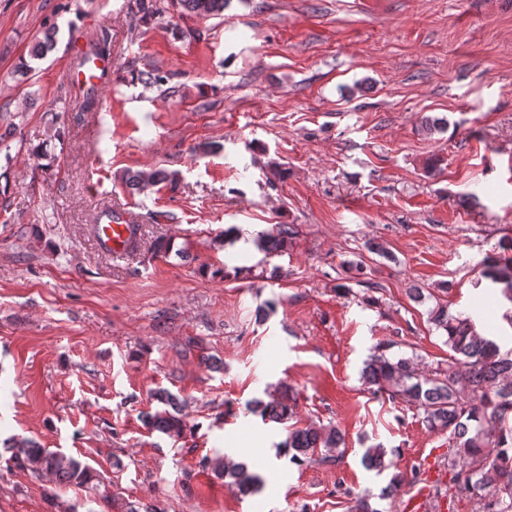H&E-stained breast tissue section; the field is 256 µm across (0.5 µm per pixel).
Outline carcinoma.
Returning a JSON list of instances; mask_svg holds the SVG:
<instances>
[{
    "label": "carcinoma",
    "instance_id": "carcinoma-1",
    "mask_svg": "<svg viewBox=\"0 0 512 512\" xmlns=\"http://www.w3.org/2000/svg\"><path fill=\"white\" fill-rule=\"evenodd\" d=\"M226 3L227 0H127L126 8L138 23L150 25L172 7L207 17L223 13ZM54 40V30L44 31L42 38L34 42L30 57L44 56ZM110 50L111 36L104 29L91 53L96 58H106ZM290 235L288 225L276 224L259 235L258 246L267 253L282 252L288 247ZM498 248V253L484 261V277L504 285L502 294L512 303V238H502ZM430 321L445 333L444 343L451 352L448 369L422 371L412 358L389 354L395 347V342L389 340L372 348L363 363L362 378L374 392L413 406L429 430L448 433V470L453 472L456 494L483 500L484 512H512V349L501 351L495 340L478 332L470 318L451 313L446 305L431 309ZM154 399L162 408L144 415L149 431L175 440L194 433L171 393L158 391ZM248 409L262 421L278 424L288 422L294 415L293 406L271 394L266 399H253ZM8 447L14 449L9 461L50 475L59 484L84 485L98 478L78 459L49 452L32 439L11 438ZM343 447L344 434L335 425H308L289 428L277 451L301 465L340 458ZM386 456L387 449L379 443L364 449L362 462L366 470L381 475L386 470ZM203 466L228 479L242 496L258 492L262 486V479L246 464L227 455L206 457ZM418 481L417 469L411 471L409 478L394 474L379 498L390 499L402 485Z\"/></svg>",
    "mask_w": 512,
    "mask_h": 512
}]
</instances>
